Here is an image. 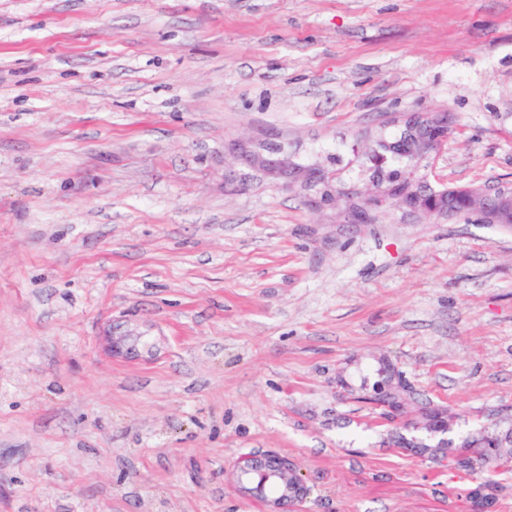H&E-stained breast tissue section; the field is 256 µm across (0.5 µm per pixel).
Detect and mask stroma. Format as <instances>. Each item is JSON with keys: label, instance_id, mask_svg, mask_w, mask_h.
<instances>
[{"label": "stroma", "instance_id": "35a3bbf8", "mask_svg": "<svg viewBox=\"0 0 512 512\" xmlns=\"http://www.w3.org/2000/svg\"><path fill=\"white\" fill-rule=\"evenodd\" d=\"M396 169L512 188V0H0V512H512V228ZM448 136L444 122L417 117L410 121L400 139L389 145L392 151L408 156H421ZM242 156L250 165L275 179L296 176L288 166V153L281 145L266 146L264 152L244 151ZM275 468L276 472L283 477L287 487L295 486L296 484L286 477L280 466H271ZM269 469H254L253 472H246L241 476V481L249 485L252 490L257 486H262V493L254 494L255 504L265 512H294L296 503L303 499L305 493L301 490L294 492L291 490H283L281 487L274 488L276 484V472ZM276 511H266L269 509Z\"/></svg>", "mask_w": 512, "mask_h": 512}]
</instances>
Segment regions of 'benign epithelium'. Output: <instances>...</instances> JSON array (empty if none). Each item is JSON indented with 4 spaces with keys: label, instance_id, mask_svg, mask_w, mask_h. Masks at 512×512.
Listing matches in <instances>:
<instances>
[{
    "label": "benign epithelium",
    "instance_id": "1",
    "mask_svg": "<svg viewBox=\"0 0 512 512\" xmlns=\"http://www.w3.org/2000/svg\"><path fill=\"white\" fill-rule=\"evenodd\" d=\"M448 136L444 122L417 117L410 121L400 139L389 145L392 151L408 156H421L437 147ZM247 163L275 179L288 178L295 172L288 166V153L280 145L268 146L262 152H243ZM414 213L455 214L479 212L484 222L512 228V190L487 186L448 188L438 192L420 191L409 204Z\"/></svg>",
    "mask_w": 512,
    "mask_h": 512
}]
</instances>
